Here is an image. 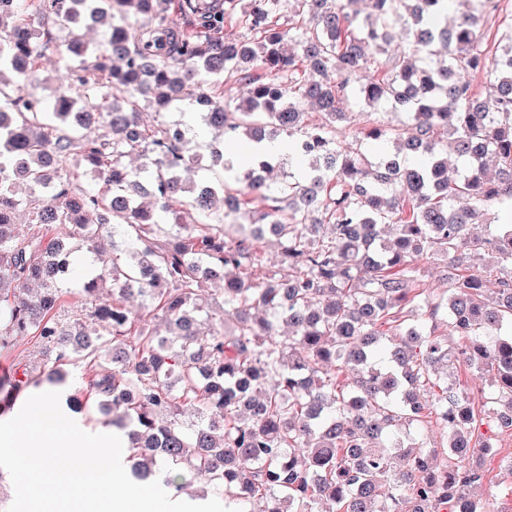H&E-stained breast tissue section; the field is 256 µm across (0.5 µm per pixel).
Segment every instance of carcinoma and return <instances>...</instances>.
Segmentation results:
<instances>
[{"label":"carcinoma","instance_id":"obj_1","mask_svg":"<svg viewBox=\"0 0 512 512\" xmlns=\"http://www.w3.org/2000/svg\"><path fill=\"white\" fill-rule=\"evenodd\" d=\"M281 2L38 0L72 34L56 51L79 97L51 104L21 95L51 41L21 0L0 4V321L46 357L0 380V412L83 363L72 407L97 403L142 479H203L239 512H495L476 490L496 455L480 427L512 434V24L492 49L485 0H368L363 17L356 0H288L286 16ZM105 22L102 46L79 34ZM226 75L246 99L224 98ZM351 95L372 115L354 133L369 156L337 127ZM181 101L219 132L204 154L190 127L143 121ZM387 104L405 128L375 117ZM277 132L286 159L225 154ZM82 174L105 188L72 190ZM19 180L33 232L18 229ZM492 208L503 222L473 235ZM102 234L114 256L80 288L95 328L67 327L63 237ZM268 235L280 270L263 263ZM435 255L443 288L425 298ZM208 284L220 316L203 339ZM460 369L489 389L468 392ZM432 427L442 455L411 436Z\"/></svg>","mask_w":512,"mask_h":512}]
</instances>
